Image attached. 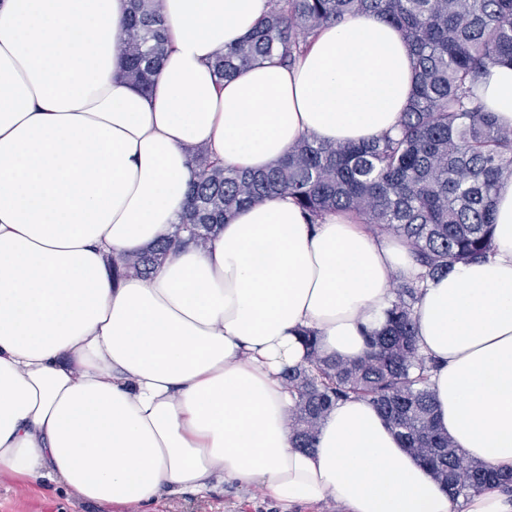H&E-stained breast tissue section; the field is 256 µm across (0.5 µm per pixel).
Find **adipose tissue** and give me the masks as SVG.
I'll return each instance as SVG.
<instances>
[{"mask_svg": "<svg viewBox=\"0 0 512 512\" xmlns=\"http://www.w3.org/2000/svg\"><path fill=\"white\" fill-rule=\"evenodd\" d=\"M268 0H144L168 51L151 92L121 75L129 0H0V478L150 507L232 481L290 512H454L446 488L374 405L338 402L295 447L286 369L354 360L381 329L400 240L349 214L309 221L278 195L237 210L206 247L173 241L146 277L112 264L171 238L204 149L261 171L304 136L394 130L413 90L400 31L367 15L321 27L294 67L217 81L210 67ZM480 96L512 128V66ZM494 252L428 280L419 349L437 361L440 427L467 458L512 470V178Z\"/></svg>", "mask_w": 512, "mask_h": 512, "instance_id": "ef3b65f1", "label": "adipose tissue"}]
</instances>
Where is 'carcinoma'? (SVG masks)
I'll list each match as a JSON object with an SVG mask.
<instances>
[{"instance_id":"cac0c4a2","label":"carcinoma","mask_w":512,"mask_h":512,"mask_svg":"<svg viewBox=\"0 0 512 512\" xmlns=\"http://www.w3.org/2000/svg\"><path fill=\"white\" fill-rule=\"evenodd\" d=\"M358 14L398 28L414 57L415 91L398 133L361 143L306 136L261 172L226 167L200 149L194 157L198 177L175 237L185 232L202 246L236 210L283 194L314 220L349 210L375 235L399 238L421 272L414 279L395 277L386 323L366 337V354L324 358L307 332L308 363L285 371L294 396L295 445L315 447L334 404L366 398L452 500L489 485L509 490L512 473L465 459L439 432L429 389L435 365L419 352L414 313L427 280L492 253L497 186L512 176V130L498 124L476 88L488 66L512 65V0H270L253 32L215 60L214 73L220 81L230 79L273 58L289 66L316 29ZM166 45L160 12L130 0L119 46L124 76L150 90ZM170 249L171 242L162 241L125 256L113 265V276H145Z\"/></svg>"}]
</instances>
